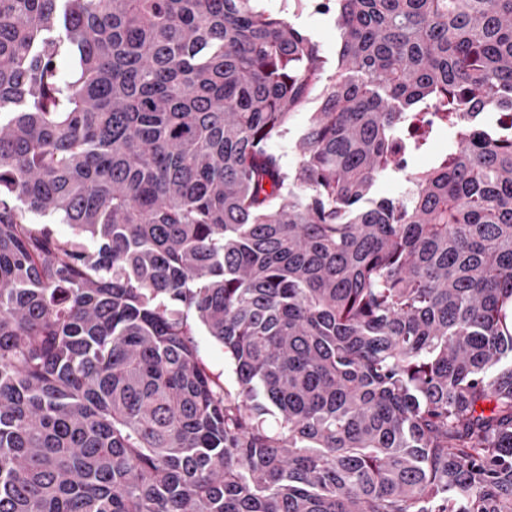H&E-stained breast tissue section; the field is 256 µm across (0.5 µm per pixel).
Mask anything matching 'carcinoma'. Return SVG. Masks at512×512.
Segmentation results:
<instances>
[{"instance_id": "carcinoma-1", "label": "carcinoma", "mask_w": 512, "mask_h": 512, "mask_svg": "<svg viewBox=\"0 0 512 512\" xmlns=\"http://www.w3.org/2000/svg\"><path fill=\"white\" fill-rule=\"evenodd\" d=\"M272 2L0 0V512H512V0ZM290 20L307 29L319 43L322 53L328 59L336 57L337 34L333 16L307 8L297 17L290 15ZM315 93L305 107L296 112L288 122V133L281 138H277L269 145L271 152L279 156L281 162L288 167H292L297 161V152L295 144L300 135L306 128L311 112H317L321 106L322 100L316 97ZM448 152V136L445 134L438 137L431 145L428 152L411 160L413 168L421 169L436 163L439 158ZM195 337L198 343L199 355L206 367L213 373L216 381L225 391L235 394L238 390V383L229 359L224 354V347L203 330H198Z\"/></svg>"}]
</instances>
